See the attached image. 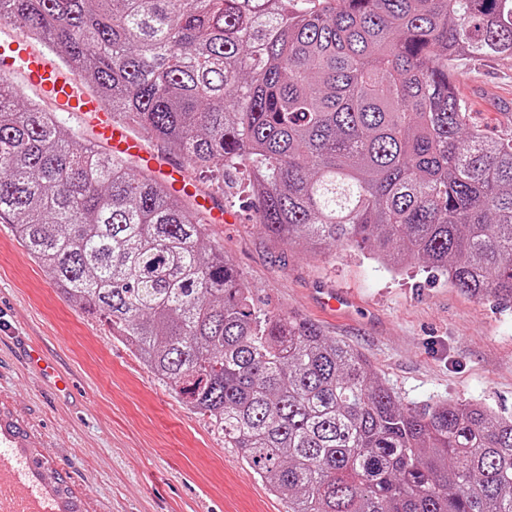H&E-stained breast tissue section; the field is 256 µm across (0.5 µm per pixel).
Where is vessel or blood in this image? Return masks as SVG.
<instances>
[{
    "instance_id": "vessel-or-blood-1",
    "label": "vessel or blood",
    "mask_w": 512,
    "mask_h": 512,
    "mask_svg": "<svg viewBox=\"0 0 512 512\" xmlns=\"http://www.w3.org/2000/svg\"><path fill=\"white\" fill-rule=\"evenodd\" d=\"M23 72L28 83L40 91L60 112L82 120L93 133L106 141L114 151L133 156L153 171L162 183L193 197L201 206L212 207L216 222H223L222 208L213 207L210 198L198 195L185 179L181 166L150 153L142 142L130 135L124 126L112 119L107 106L93 93L83 88L70 71L62 69L56 61L36 50L28 38L20 33L0 41V76ZM33 441L24 422L0 408V470L11 464L7 454L11 448H29Z\"/></svg>"
}]
</instances>
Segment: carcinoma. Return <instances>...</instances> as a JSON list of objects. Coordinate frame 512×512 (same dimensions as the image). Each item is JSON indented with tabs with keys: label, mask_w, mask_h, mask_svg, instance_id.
<instances>
[{
	"label": "carcinoma",
	"mask_w": 512,
	"mask_h": 512,
	"mask_svg": "<svg viewBox=\"0 0 512 512\" xmlns=\"http://www.w3.org/2000/svg\"><path fill=\"white\" fill-rule=\"evenodd\" d=\"M0 21L188 170L249 164L270 239L512 302V140L452 70L512 58V0H0ZM0 221L288 512H512V418L413 409L316 323L257 311L192 203L2 79Z\"/></svg>",
	"instance_id": "1"
}]
</instances>
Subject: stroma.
Segmentation results:
<instances>
[{"label": "stroma", "instance_id": "1", "mask_svg": "<svg viewBox=\"0 0 512 512\" xmlns=\"http://www.w3.org/2000/svg\"><path fill=\"white\" fill-rule=\"evenodd\" d=\"M456 69L471 122L512 139V58H463ZM246 184L239 165L198 188L239 217L212 225V238L258 309L317 323L412 408L467 400L512 417V307L421 264L394 274L354 248L314 257L274 243L255 223ZM29 344L55 376L31 369ZM0 404L27 423L45 482L63 484L78 512H286L208 417L67 301L2 223Z\"/></svg>", "mask_w": 512, "mask_h": 512}]
</instances>
